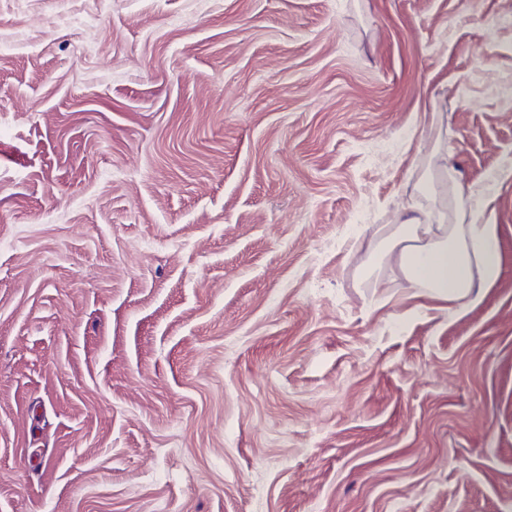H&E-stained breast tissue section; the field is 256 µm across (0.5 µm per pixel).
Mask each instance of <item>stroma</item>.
Returning a JSON list of instances; mask_svg holds the SVG:
<instances>
[{"instance_id":"1","label":"stroma","mask_w":512,"mask_h":512,"mask_svg":"<svg viewBox=\"0 0 512 512\" xmlns=\"http://www.w3.org/2000/svg\"><path fill=\"white\" fill-rule=\"evenodd\" d=\"M512 0H0V512H512ZM462 313L377 227L431 96ZM432 116L433 165L414 183L412 202L393 230L374 236L371 256L374 266L392 263L408 288L421 290L419 296L462 312L481 303L501 278L499 227L475 207L482 206L489 186L463 182L448 165L443 112ZM417 198L432 204L423 207Z\"/></svg>"}]
</instances>
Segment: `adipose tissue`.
Here are the masks:
<instances>
[{"instance_id":"ef3b65f1","label":"adipose tissue","mask_w":512,"mask_h":512,"mask_svg":"<svg viewBox=\"0 0 512 512\" xmlns=\"http://www.w3.org/2000/svg\"><path fill=\"white\" fill-rule=\"evenodd\" d=\"M432 130L434 162L414 183L412 201L393 230L376 238L371 256L374 264H393L423 297L462 312L481 303L501 278L499 227L484 221L479 209L484 185L463 182L449 166L442 113H434Z\"/></svg>"}]
</instances>
